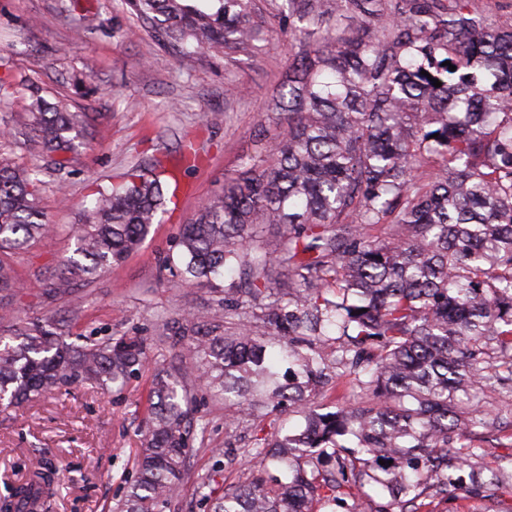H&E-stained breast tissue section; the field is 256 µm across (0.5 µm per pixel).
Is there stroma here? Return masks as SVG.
<instances>
[{
  "mask_svg": "<svg viewBox=\"0 0 512 512\" xmlns=\"http://www.w3.org/2000/svg\"><path fill=\"white\" fill-rule=\"evenodd\" d=\"M298 42L274 34L265 53L225 65L206 54L175 57L124 13L122 0H0V82L9 94L0 106V128L16 136L10 152L20 165L35 160L24 125L30 102L26 81L48 100L66 99L88 116L87 144L71 154L64 171L39 159L41 208L51 225L37 244L13 260L19 288L12 297L27 322L54 320L69 336H140L150 363L119 395L91 384L0 410V496L41 465L55 467L59 488L53 512H107L134 480L133 462L143 440L149 390L156 368L178 353L171 340L181 314H212L209 288L179 284L167 267L177 252L180 224L224 189L254 148L252 135L264 108L288 70ZM200 155L187 170L183 146ZM161 160L181 184L176 207L156 224L141 249L71 296L49 299L44 283L71 254V225L83 204L121 180L134 164ZM188 388L207 423L204 445L186 462L177 512H202L197 483L210 478L215 496L258 473L246 454L257 431L298 425L288 411L258 426H231L222 399L194 380Z\"/></svg>",
  "mask_w": 512,
  "mask_h": 512,
  "instance_id": "obj_1",
  "label": "stroma"
}]
</instances>
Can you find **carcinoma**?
Returning <instances> with one entry per match:
<instances>
[{
	"label": "carcinoma",
	"mask_w": 512,
	"mask_h": 512,
	"mask_svg": "<svg viewBox=\"0 0 512 512\" xmlns=\"http://www.w3.org/2000/svg\"><path fill=\"white\" fill-rule=\"evenodd\" d=\"M470 0H285L269 24L255 0H125L165 50L257 57L273 29L301 50L264 121L279 129L224 177V192L182 226L179 282L224 293L220 325L186 312L174 344L192 362L155 374L136 479L111 512H165L206 423L185 385L231 401L233 421L284 403L301 418L258 439L261 475L208 512H434L451 491L497 512L512 490V456L484 447L512 428V25L495 27ZM456 66L451 71L443 65ZM428 75H423V72ZM441 86H434V81ZM39 154L56 168L82 142L83 112L31 91ZM0 135V401H29L81 382L120 392L149 364L137 337L81 344L45 321L18 323L8 258L48 230L40 169L17 164ZM164 167L134 169L98 191L75 249L48 283L54 297L139 250L170 201ZM276 230L274 253L259 228ZM286 279L270 274L273 263ZM237 280L221 288L224 272ZM342 390L335 410L318 396ZM386 464L381 465L379 461ZM56 473L40 467L0 498V512H52Z\"/></svg>",
	"instance_id": "obj_1"
}]
</instances>
